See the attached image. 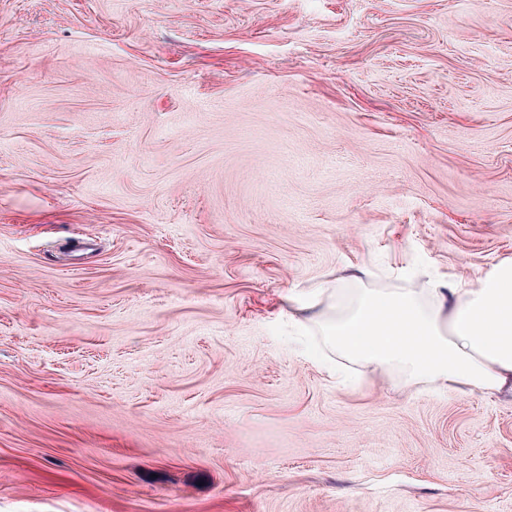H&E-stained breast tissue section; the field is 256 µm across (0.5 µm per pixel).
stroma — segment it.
Returning <instances> with one entry per match:
<instances>
[{
	"mask_svg": "<svg viewBox=\"0 0 512 512\" xmlns=\"http://www.w3.org/2000/svg\"><path fill=\"white\" fill-rule=\"evenodd\" d=\"M508 259L512 0H0V512H512L292 305Z\"/></svg>",
	"mask_w": 512,
	"mask_h": 512,
	"instance_id": "35a3bbf8",
	"label": "stroma"
}]
</instances>
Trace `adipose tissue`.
I'll list each match as a JSON object with an SVG mask.
<instances>
[{
	"instance_id": "obj_1",
	"label": "adipose tissue",
	"mask_w": 512,
	"mask_h": 512,
	"mask_svg": "<svg viewBox=\"0 0 512 512\" xmlns=\"http://www.w3.org/2000/svg\"><path fill=\"white\" fill-rule=\"evenodd\" d=\"M324 335L329 348L379 375L399 367L454 392L512 390V263L495 266L476 288L431 282L422 293L367 291Z\"/></svg>"
}]
</instances>
